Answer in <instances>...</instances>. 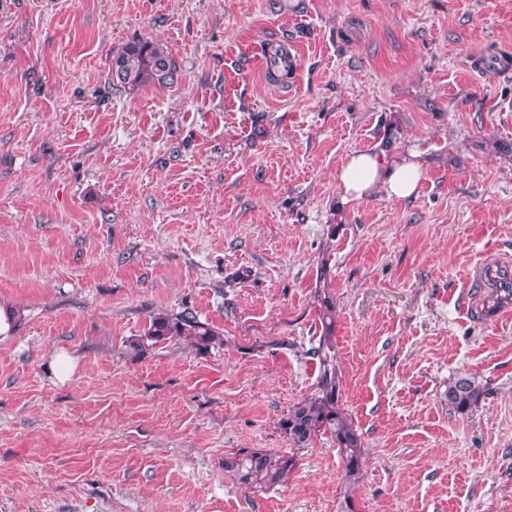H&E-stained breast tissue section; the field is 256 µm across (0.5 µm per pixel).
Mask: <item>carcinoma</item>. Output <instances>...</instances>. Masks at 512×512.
Returning a JSON list of instances; mask_svg holds the SVG:
<instances>
[{
    "mask_svg": "<svg viewBox=\"0 0 512 512\" xmlns=\"http://www.w3.org/2000/svg\"><path fill=\"white\" fill-rule=\"evenodd\" d=\"M112 82L120 87L134 89L147 82L165 83L174 79L175 63L164 46L150 40H136L125 44L112 54L110 65ZM498 306L512 300V277L508 271L498 273L496 280ZM323 326L322 344L332 340L335 323V305L328 294L320 299ZM184 339L199 352L224 345L223 334L198 319L190 310L177 314L152 316L149 327L134 342L144 351L171 339ZM322 348L314 349L319 357L320 380L317 390L288 409L280 420V428L295 449L307 447L319 436H330L343 467V482L354 486L362 475L363 443L348 416L339 406V379L334 365L321 355ZM448 406L458 414L467 413L482 396L480 385L471 378H458L448 384L445 393ZM298 464L296 453L272 454L261 449L240 448L224 459V470L232 473L242 485L251 489L268 490L288 484Z\"/></svg>",
    "mask_w": 512,
    "mask_h": 512,
    "instance_id": "cac0c4a2",
    "label": "carcinoma"
}]
</instances>
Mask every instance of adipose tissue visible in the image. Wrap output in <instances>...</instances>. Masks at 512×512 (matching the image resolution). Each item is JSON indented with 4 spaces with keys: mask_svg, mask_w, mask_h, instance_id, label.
<instances>
[{
    "mask_svg": "<svg viewBox=\"0 0 512 512\" xmlns=\"http://www.w3.org/2000/svg\"><path fill=\"white\" fill-rule=\"evenodd\" d=\"M424 176L419 152L411 151L390 160L376 150L354 151L347 155L336 173L343 202L366 199L376 191L396 198L412 196Z\"/></svg>",
    "mask_w": 512,
    "mask_h": 512,
    "instance_id": "ef3b65f1",
    "label": "adipose tissue"
}]
</instances>
